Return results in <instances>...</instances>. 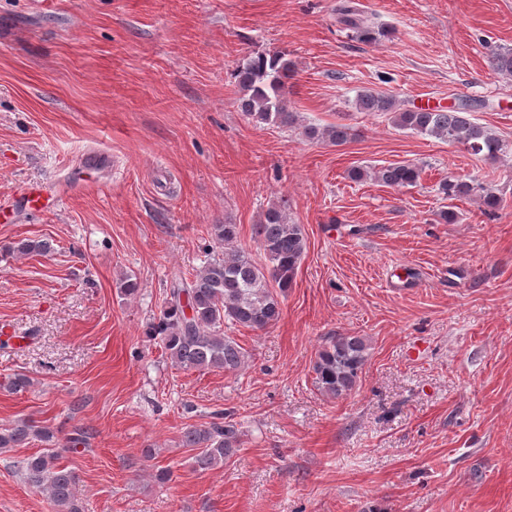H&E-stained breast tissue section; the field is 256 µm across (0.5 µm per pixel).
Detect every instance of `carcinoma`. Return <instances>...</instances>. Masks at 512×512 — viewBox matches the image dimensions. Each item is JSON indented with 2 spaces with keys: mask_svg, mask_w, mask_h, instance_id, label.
<instances>
[{
  "mask_svg": "<svg viewBox=\"0 0 512 512\" xmlns=\"http://www.w3.org/2000/svg\"><path fill=\"white\" fill-rule=\"evenodd\" d=\"M337 20L356 32L358 39L373 44L390 35L384 26L365 15L356 0H338ZM492 72L512 76V51H500L489 59ZM292 63L284 52H258L246 57L233 72L238 88L237 108L256 126L299 128L316 141L343 145L354 138L345 124L320 128L299 124V116L288 105V80ZM359 112L384 114L394 127L434 137L475 155L496 161L506 153L507 144L488 127L476 122L474 106L465 101L446 111L402 109L396 98L384 91L367 89L355 99ZM422 169L413 163H398L368 170L354 167L353 181L373 177L389 187L416 185ZM439 193L451 200L478 196L490 210L499 208L501 198L478 180L448 178L439 184ZM255 239L263 250L265 263L258 264L236 247V224L210 225L211 247L190 278L175 277L166 293L165 307L150 327L159 339L166 358L183 370L235 372L245 364L246 353L237 341L224 334L226 327L263 330L281 315L279 294L292 286L306 250L301 226L290 221L288 201L268 206L254 225ZM9 252L47 256L55 251L48 238H24L6 246ZM367 345L361 336H333L318 351L313 364L318 389L340 398L354 389L366 363ZM237 423L227 415L182 432V446L193 451L192 462L206 472L224 465L239 445ZM54 433L27 418L0 428V453L38 440L51 443ZM15 471L29 486L46 491L56 512H84L77 493V474L58 464L53 448L14 462Z\"/></svg>",
  "mask_w": 512,
  "mask_h": 512,
  "instance_id": "obj_1",
  "label": "carcinoma"
}]
</instances>
